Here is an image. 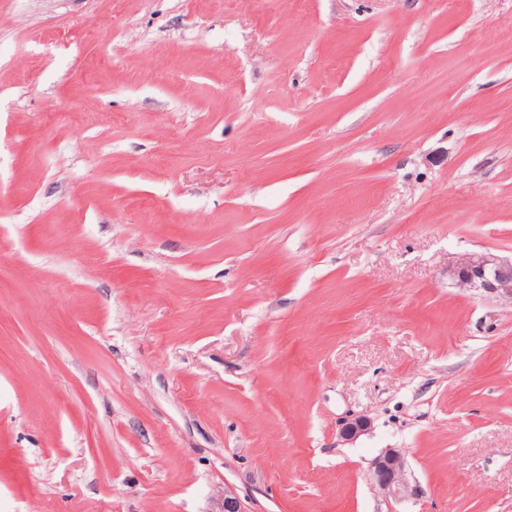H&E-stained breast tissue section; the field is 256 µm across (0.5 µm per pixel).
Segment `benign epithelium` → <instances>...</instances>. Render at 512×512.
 <instances>
[{"label":"benign epithelium","instance_id":"1","mask_svg":"<svg viewBox=\"0 0 512 512\" xmlns=\"http://www.w3.org/2000/svg\"><path fill=\"white\" fill-rule=\"evenodd\" d=\"M456 285L474 290L489 299L512 303V257L493 253L467 256L454 269ZM369 419L359 416L342 424L339 436L350 441L370 429ZM373 487L389 504L417 502L424 497L422 486L410 479L405 454L400 448H387L368 466ZM219 512H251L230 489L224 490Z\"/></svg>","mask_w":512,"mask_h":512}]
</instances>
